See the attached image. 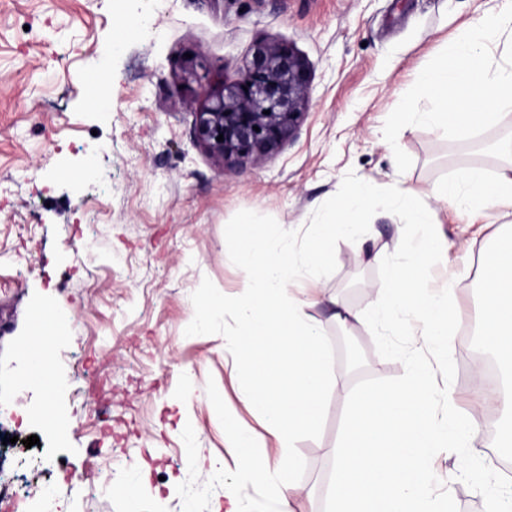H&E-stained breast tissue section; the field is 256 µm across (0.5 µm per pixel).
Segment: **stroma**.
<instances>
[{
    "label": "stroma",
    "mask_w": 512,
    "mask_h": 512,
    "mask_svg": "<svg viewBox=\"0 0 512 512\" xmlns=\"http://www.w3.org/2000/svg\"><path fill=\"white\" fill-rule=\"evenodd\" d=\"M490 0H0V472L23 471L34 512H212L237 459L224 414L265 437L268 463L283 451L238 400L225 343L241 326L248 275L231 234L247 228L270 250L313 246L321 223L356 188L374 200L359 237L337 236L315 276L308 310L329 355L328 403L319 429L292 454L307 489L294 512H326L345 402L406 382L410 338L396 328L343 327L338 307L369 314L384 294V263L405 262L412 241L435 233L448 250L421 276L452 285L458 326L435 362L464 415L472 370L491 354L481 336L484 258L512 232V206L462 215L438 190L465 166L496 175L512 161V114L485 134L452 142L439 131L401 130L413 160L398 172L384 122L418 71L490 8ZM261 39L284 41L312 76L295 137L265 164L223 169L194 137L204 103L196 76L237 79ZM403 189L432 210L410 223L392 206ZM225 300L196 334V305ZM66 310L63 341L47 345L62 381L45 396L19 377L16 351L36 310ZM99 377L103 396L80 380ZM42 400L55 425L19 423ZM507 416L489 408L474 449L440 448L438 481L455 471V512H486L512 485V452L497 447ZM40 443L7 449L6 437ZM195 452L224 461V478L191 468ZM490 472L486 495L469 471ZM138 488L129 499L124 485Z\"/></svg>",
    "instance_id": "1"
}]
</instances>
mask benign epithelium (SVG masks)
Returning <instances> with one entry per match:
<instances>
[{
    "label": "benign epithelium",
    "instance_id": "1",
    "mask_svg": "<svg viewBox=\"0 0 512 512\" xmlns=\"http://www.w3.org/2000/svg\"><path fill=\"white\" fill-rule=\"evenodd\" d=\"M309 85L307 65L291 45L259 40L235 81L200 77L208 104L195 113V138L224 167L260 165L295 136Z\"/></svg>",
    "mask_w": 512,
    "mask_h": 512
}]
</instances>
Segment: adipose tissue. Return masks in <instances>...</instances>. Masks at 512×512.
Instances as JSON below:
<instances>
[{
  "label": "adipose tissue",
  "mask_w": 512,
  "mask_h": 512,
  "mask_svg": "<svg viewBox=\"0 0 512 512\" xmlns=\"http://www.w3.org/2000/svg\"><path fill=\"white\" fill-rule=\"evenodd\" d=\"M442 202L461 209L479 203L512 200V167L489 179L483 169L468 167L438 192ZM336 236L335 224L323 225L317 250L301 254L284 245L267 253L264 238L245 236L238 255L249 268L244 288L242 327L232 338V351L247 382L239 399L272 429L278 447L294 448L298 437L316 429L326 406L328 355L320 331L296 294L303 269L316 268ZM443 244L427 235L409 261L388 266L387 297L373 310L371 323L392 322L394 309L408 317L401 326L414 343L446 349L456 327L449 292L426 289L418 268ZM481 288L486 343L497 363L512 368V238L485 257ZM63 313L38 315L31 342L20 352L23 378L50 375L39 372L36 356L50 336L67 327ZM512 407V390L482 388L470 401L464 419L435 422L437 400L424 372L402 384L364 391L349 404L344 434L336 448V473L329 493L328 512H437L431 486L430 459L435 448H461L478 432L489 401ZM226 444L238 459L236 478L224 486L226 512H240V492L260 482L278 500V512H293V500L304 494L293 478V457L274 466L259 457V443L250 432L225 420Z\"/></svg>",
  "instance_id": "ef3b65f1"
}]
</instances>
